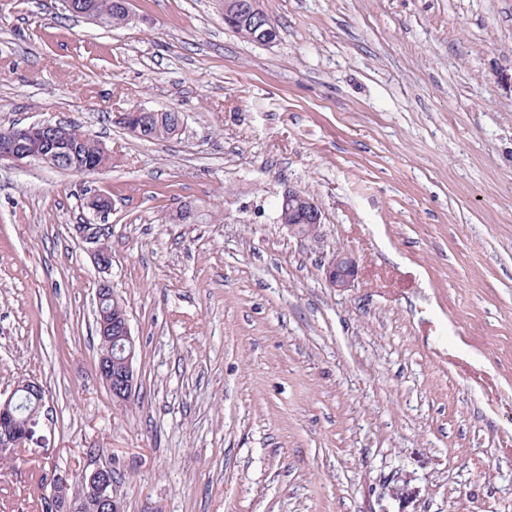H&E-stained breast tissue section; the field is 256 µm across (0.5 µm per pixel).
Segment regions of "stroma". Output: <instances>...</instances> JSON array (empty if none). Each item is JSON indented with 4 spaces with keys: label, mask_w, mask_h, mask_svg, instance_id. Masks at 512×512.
Listing matches in <instances>:
<instances>
[{
    "label": "stroma",
    "mask_w": 512,
    "mask_h": 512,
    "mask_svg": "<svg viewBox=\"0 0 512 512\" xmlns=\"http://www.w3.org/2000/svg\"><path fill=\"white\" fill-rule=\"evenodd\" d=\"M261 4L270 45L217 0H133L111 29L0 0V124L112 153L0 167V395L46 390L0 512H43L50 474L79 502L98 466L121 512H512V0ZM136 106L181 132L139 139L117 120ZM291 188L316 235L280 224ZM104 280L136 339L125 406L96 375ZM68 126L72 130V140L75 141L74 145H77L76 154L79 163L83 166H88L89 171L87 172L89 173L98 172L94 168L102 165L104 162L102 147L105 145L90 135L82 133L75 126ZM278 220L297 237H307L323 224L324 214L318 202L301 191L288 189L281 198ZM76 232L80 238L94 244L92 255L95 264L100 270L109 269L112 263V255L109 253L105 242V228L99 224H79ZM324 274L328 285L337 291L351 288L358 276V263L349 252L338 249L324 263Z\"/></svg>",
    "instance_id": "stroma-1"
}]
</instances>
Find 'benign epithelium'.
I'll return each mask as SVG.
<instances>
[{"label": "benign epithelium", "instance_id": "benign-epithelium-1", "mask_svg": "<svg viewBox=\"0 0 512 512\" xmlns=\"http://www.w3.org/2000/svg\"><path fill=\"white\" fill-rule=\"evenodd\" d=\"M243 17L245 21L264 23L257 0L243 4L241 0L224 2V18ZM71 147L69 134L49 122L28 125L21 137L5 136L0 139V164L22 166L35 159L56 166L67 158ZM278 220L297 237H307L323 223L324 214L318 202L301 191L290 189L281 198V213ZM76 232L80 238L94 245L92 255L101 270L111 266L112 255L105 242V228L99 224H79ZM324 274L328 285L338 291L352 287L358 276V263L355 257L344 250H337L324 263ZM100 329L103 351L99 356L97 374L118 406L127 404L132 397L135 381L136 341L131 333L129 318L120 314L112 318V310H107L96 318ZM39 384L26 380L5 398L0 399V459L11 457L15 448L33 440L38 412L43 401H36L35 407L22 418L18 412L19 393L24 397L38 394ZM110 468L96 467L80 473L82 502L78 512H121L109 478ZM69 484L60 476L51 482V502L57 507L68 503Z\"/></svg>", "mask_w": 512, "mask_h": 512}]
</instances>
